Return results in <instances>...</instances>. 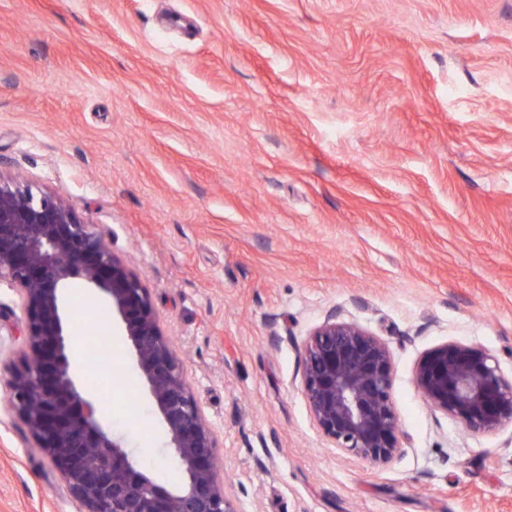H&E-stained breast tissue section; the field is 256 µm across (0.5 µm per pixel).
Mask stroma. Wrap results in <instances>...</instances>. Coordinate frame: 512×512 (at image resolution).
<instances>
[{
    "mask_svg": "<svg viewBox=\"0 0 512 512\" xmlns=\"http://www.w3.org/2000/svg\"><path fill=\"white\" fill-rule=\"evenodd\" d=\"M0 172L139 274L238 512H512V429L463 432L413 381L450 341L512 370V0H0ZM331 311L391 348L387 463L310 418ZM25 333L2 280L0 512H84L9 402ZM72 369L175 482L130 358Z\"/></svg>",
    "mask_w": 512,
    "mask_h": 512,
    "instance_id": "stroma-1",
    "label": "stroma"
}]
</instances>
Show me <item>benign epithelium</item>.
I'll list each match as a JSON object with an SVG mask.
<instances>
[{"mask_svg":"<svg viewBox=\"0 0 512 512\" xmlns=\"http://www.w3.org/2000/svg\"><path fill=\"white\" fill-rule=\"evenodd\" d=\"M2 278L18 288L26 315L10 404L86 512H237L217 478L215 434L140 276L62 195L0 173ZM75 281L118 318L178 482L162 483L134 460L73 376L67 291ZM414 381L433 410L465 431L512 427V374L481 348L438 345L422 355ZM300 387L332 447L369 463L386 462L401 448L391 350L360 324L332 312L313 328L302 345Z\"/></svg>","mask_w":512,"mask_h":512,"instance_id":"7a95c632","label":"benign epithelium"}]
</instances>
